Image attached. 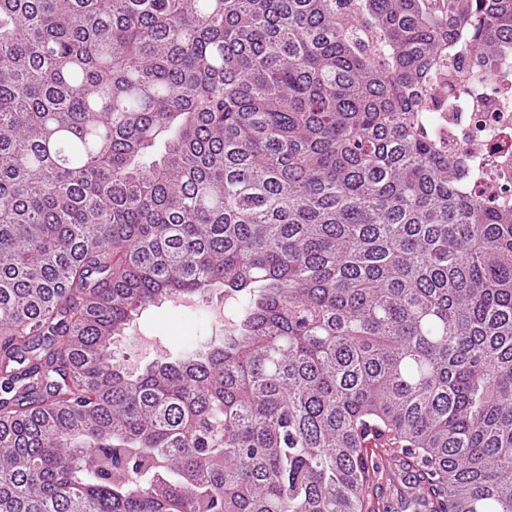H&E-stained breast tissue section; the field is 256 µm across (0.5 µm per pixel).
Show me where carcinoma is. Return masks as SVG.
I'll return each mask as SVG.
<instances>
[{"label":"carcinoma","mask_w":512,"mask_h":512,"mask_svg":"<svg viewBox=\"0 0 512 512\" xmlns=\"http://www.w3.org/2000/svg\"><path fill=\"white\" fill-rule=\"evenodd\" d=\"M512 0H0V512H512V204L456 54ZM224 342L131 375L213 288ZM460 101L441 112L448 133V157L464 160L472 171L468 195L512 203V101L494 94ZM200 301L198 307H183L175 300H162L150 305L134 318L131 329L114 343L120 361L129 363L137 374L146 366L161 361H173L189 350H200L224 339L213 333L214 325L208 307L222 301L224 313L232 316L239 307L238 296H224V287L214 288L210 296ZM139 335H133V329ZM148 337L151 346L141 344V337ZM188 340L193 344L188 345Z\"/></svg>","instance_id":"cac0c4a2"}]
</instances>
